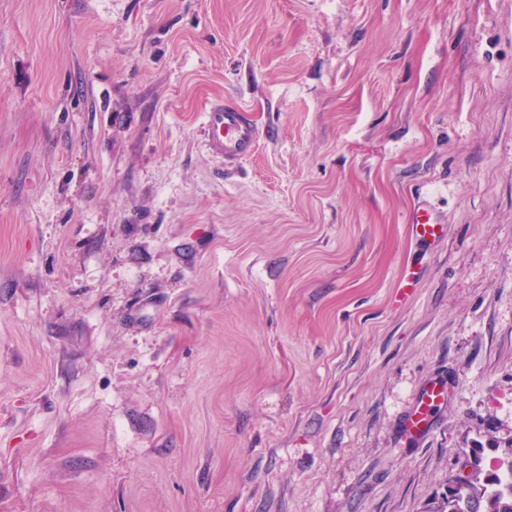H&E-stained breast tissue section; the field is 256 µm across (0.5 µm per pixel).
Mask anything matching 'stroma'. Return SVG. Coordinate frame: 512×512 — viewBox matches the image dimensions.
<instances>
[{
  "label": "stroma",
  "mask_w": 512,
  "mask_h": 512,
  "mask_svg": "<svg viewBox=\"0 0 512 512\" xmlns=\"http://www.w3.org/2000/svg\"><path fill=\"white\" fill-rule=\"evenodd\" d=\"M511 457L512 0H0V512H448ZM239 105L211 103L205 113L204 131L212 153L233 163L249 158L256 150L259 130ZM410 224L413 234L421 241L436 242L444 236V225L440 224L433 211L423 202L411 209ZM448 398V383L441 379L428 382L408 410L402 434L406 441H415L429 429L436 410Z\"/></svg>",
  "instance_id": "obj_1"
}]
</instances>
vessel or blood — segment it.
Here are the masks:
<instances>
[{
  "label": "vessel or blood",
  "mask_w": 512,
  "mask_h": 512,
  "mask_svg": "<svg viewBox=\"0 0 512 512\" xmlns=\"http://www.w3.org/2000/svg\"><path fill=\"white\" fill-rule=\"evenodd\" d=\"M204 131L212 153L233 163L252 156L259 140V130L239 105L221 101L211 103L205 113ZM414 235L421 241L436 242L444 236V226L425 204L415 205L410 212ZM448 398V384L441 379L428 382L408 410L402 434L414 441L429 429L436 410Z\"/></svg>",
  "instance_id": "b4317fda"
}]
</instances>
